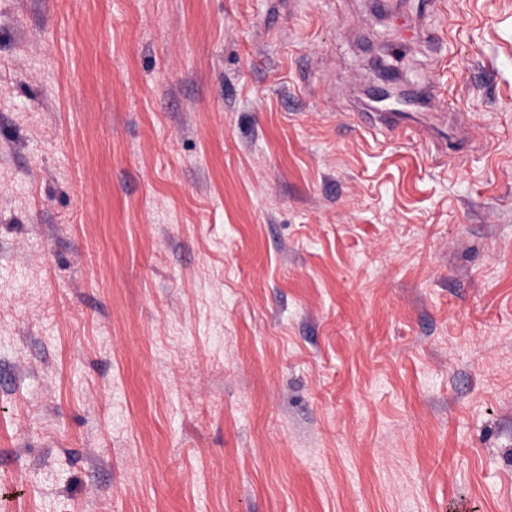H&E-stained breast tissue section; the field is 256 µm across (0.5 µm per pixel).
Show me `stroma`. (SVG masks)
Masks as SVG:
<instances>
[{
    "label": "stroma",
    "mask_w": 512,
    "mask_h": 512,
    "mask_svg": "<svg viewBox=\"0 0 512 512\" xmlns=\"http://www.w3.org/2000/svg\"><path fill=\"white\" fill-rule=\"evenodd\" d=\"M0 512H512V0H0Z\"/></svg>",
    "instance_id": "35a3bbf8"
}]
</instances>
